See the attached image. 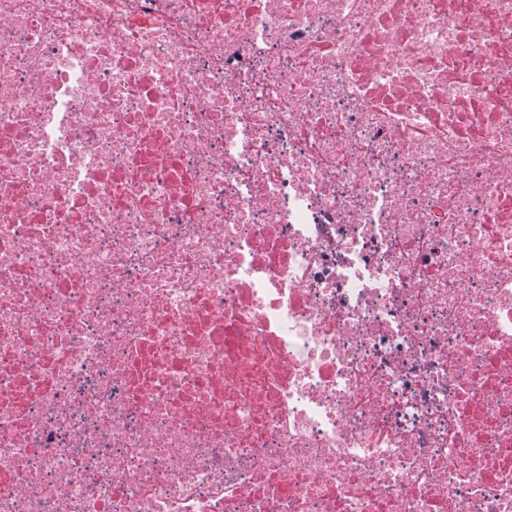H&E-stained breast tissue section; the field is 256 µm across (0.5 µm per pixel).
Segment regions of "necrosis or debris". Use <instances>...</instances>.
Segmentation results:
<instances>
[{
  "label": "necrosis or debris",
  "instance_id": "obj_1",
  "mask_svg": "<svg viewBox=\"0 0 512 512\" xmlns=\"http://www.w3.org/2000/svg\"><path fill=\"white\" fill-rule=\"evenodd\" d=\"M0 512H512V0H0Z\"/></svg>",
  "mask_w": 512,
  "mask_h": 512
}]
</instances>
